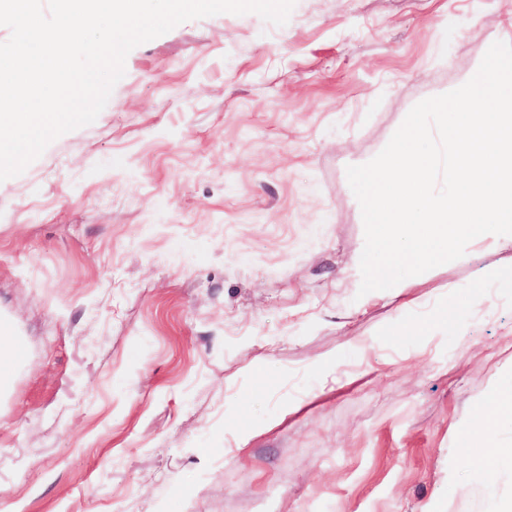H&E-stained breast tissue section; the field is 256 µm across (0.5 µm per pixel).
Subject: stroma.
I'll return each mask as SVG.
<instances>
[{
    "instance_id": "35a3bbf8",
    "label": "stroma",
    "mask_w": 512,
    "mask_h": 512,
    "mask_svg": "<svg viewBox=\"0 0 512 512\" xmlns=\"http://www.w3.org/2000/svg\"><path fill=\"white\" fill-rule=\"evenodd\" d=\"M503 33L512 0H296L134 48L97 119L0 182V512L512 501V425L466 444L512 382V279L457 291L512 248L407 278L412 310L342 279L347 166ZM0 390L9 384L13 367L22 353V343L13 336L10 322L0 320Z\"/></svg>"
}]
</instances>
